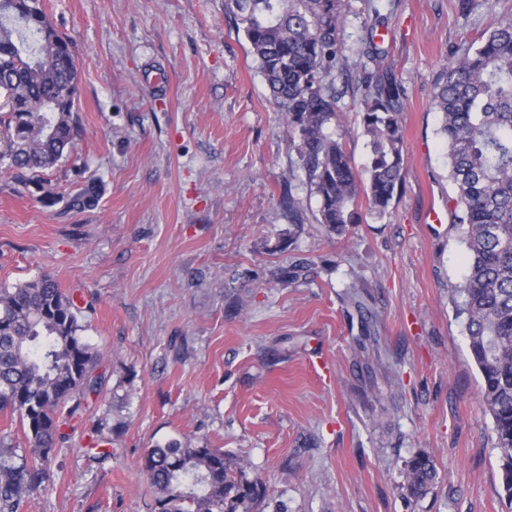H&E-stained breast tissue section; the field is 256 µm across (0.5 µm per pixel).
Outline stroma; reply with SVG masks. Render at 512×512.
<instances>
[{"label":"stroma","mask_w":512,"mask_h":512,"mask_svg":"<svg viewBox=\"0 0 512 512\" xmlns=\"http://www.w3.org/2000/svg\"><path fill=\"white\" fill-rule=\"evenodd\" d=\"M371 2L406 90L405 186L390 216L338 236L291 224L283 191L309 214L319 201L283 183L286 125L226 0H43L75 42L84 133L44 173L54 204L0 176V286L48 272L81 293L106 385L24 512H153L139 462L187 437L247 461L264 512H512L456 316L466 246L432 108L449 49L512 0H350L347 45ZM91 180L97 205L70 209ZM355 288L384 369L357 353ZM422 451L438 476L411 502L404 464Z\"/></svg>","instance_id":"1"}]
</instances>
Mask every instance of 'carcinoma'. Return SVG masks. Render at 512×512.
<instances>
[{
	"mask_svg": "<svg viewBox=\"0 0 512 512\" xmlns=\"http://www.w3.org/2000/svg\"><path fill=\"white\" fill-rule=\"evenodd\" d=\"M249 54L282 112L288 180L301 174L319 198L315 223L342 235L361 222L360 201L377 219L404 189L402 112L405 91L374 41L382 24L367 14L352 75L342 33L349 0H227ZM346 77L344 88L336 86ZM0 175L55 193L41 175L69 156L82 132L81 77L71 37L40 0H0ZM350 95V104L343 102ZM360 118L370 157L359 170L347 149L348 108ZM432 107L454 186V220L465 226L466 274L456 302L470 355L482 378L499 452L502 497L512 505V16L498 17L464 49L448 52ZM89 182L69 208L95 206ZM81 310L56 278L41 273L0 287V413L18 415L30 455L0 444V512H23L27 499L54 477L52 458L71 439L70 422L100 395L101 356L82 335ZM141 470L155 512H262L265 483L220 448L171 439L148 449ZM437 479L434 457L420 452L405 465L409 497L420 499Z\"/></svg>",
	"mask_w": 512,
	"mask_h": 512,
	"instance_id": "cac0c4a2",
	"label": "carcinoma"
}]
</instances>
